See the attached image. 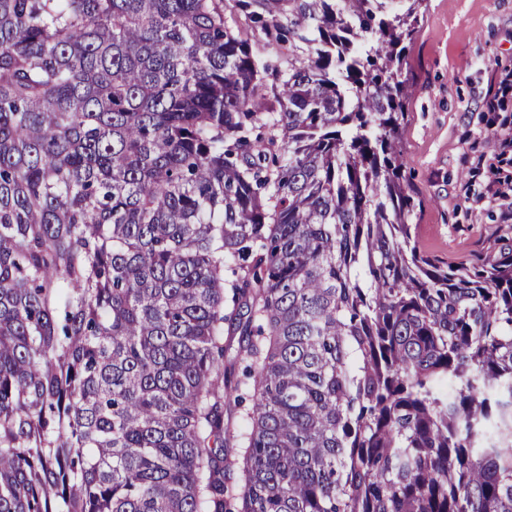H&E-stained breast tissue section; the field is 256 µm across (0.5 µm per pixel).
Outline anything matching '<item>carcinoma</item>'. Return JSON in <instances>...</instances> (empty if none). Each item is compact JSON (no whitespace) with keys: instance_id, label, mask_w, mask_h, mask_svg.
Masks as SVG:
<instances>
[{"instance_id":"1","label":"carcinoma","mask_w":512,"mask_h":512,"mask_svg":"<svg viewBox=\"0 0 512 512\" xmlns=\"http://www.w3.org/2000/svg\"><path fill=\"white\" fill-rule=\"evenodd\" d=\"M233 2L0 0V512H512V238L408 223L421 0Z\"/></svg>"}]
</instances>
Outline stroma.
<instances>
[{
  "mask_svg": "<svg viewBox=\"0 0 512 512\" xmlns=\"http://www.w3.org/2000/svg\"><path fill=\"white\" fill-rule=\"evenodd\" d=\"M405 56L402 158L419 200L409 221L428 253L467 262L512 237V202L492 196L512 176V146H500L512 92L496 84L512 70V0H424Z\"/></svg>",
  "mask_w": 512,
  "mask_h": 512,
  "instance_id": "obj_1",
  "label": "stroma"
}]
</instances>
